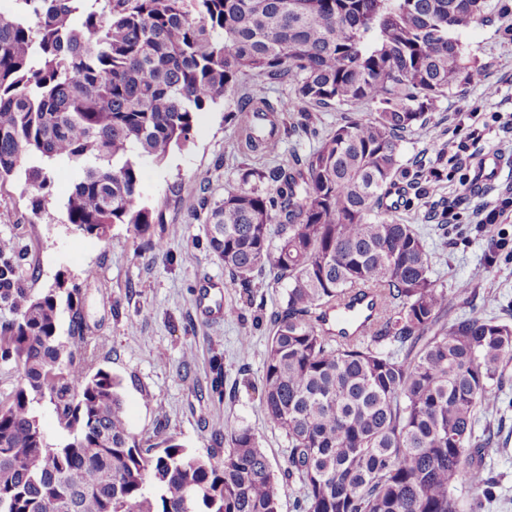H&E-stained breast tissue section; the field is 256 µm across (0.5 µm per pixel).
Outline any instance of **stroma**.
I'll use <instances>...</instances> for the list:
<instances>
[{
  "label": "stroma",
  "instance_id": "1",
  "mask_svg": "<svg viewBox=\"0 0 512 512\" xmlns=\"http://www.w3.org/2000/svg\"><path fill=\"white\" fill-rule=\"evenodd\" d=\"M486 15L485 22L458 35L477 62L473 80L437 98L426 125L401 143V162L409 169L432 159L437 146L451 147L443 177L423 184L422 197L413 198L401 217L421 229L433 277L447 290L455 317H493L512 306V262L472 281L486 243L473 235L464 242L456 239L458 229L477 224L481 212L512 194V133L503 130L512 120V0H487ZM490 86L498 90L491 99L484 94ZM260 87L275 103L293 94L287 80L249 71L240 75L231 100L244 102ZM461 98L467 99L468 111H456ZM373 110L357 102L282 113L279 156L262 161L241 150V132L225 124L223 105L198 114L185 147L163 165L143 167L144 198L162 213L149 231L166 241L168 250L161 255L149 251L126 224L113 225L105 240L73 230L64 207L74 179L67 165H49L52 196L39 211L23 191V177L0 185V239L19 240L24 250L20 287L36 294L60 281L65 289H77L95 354L92 366L121 379L129 428L138 440L157 443L172 435L189 452L203 453L223 447L229 422L258 433L274 475L287 467L288 442L267 427L255 387L263 373L269 318L284 305L288 283L263 275L255 303L242 317L202 318L196 309L200 282L226 277L223 262L209 248L204 221L227 191L241 187L246 169L306 155L337 124ZM489 154L505 157L506 163L494 182L475 186L476 167ZM442 208L449 222L444 232L429 216ZM244 336L250 339L245 357L240 354ZM215 355L224 358L220 400L209 393V361ZM483 461L501 476L489 512H512V443L485 449Z\"/></svg>",
  "mask_w": 512,
  "mask_h": 512
}]
</instances>
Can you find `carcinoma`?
Here are the masks:
<instances>
[{"label":"carcinoma","mask_w":512,"mask_h":512,"mask_svg":"<svg viewBox=\"0 0 512 512\" xmlns=\"http://www.w3.org/2000/svg\"><path fill=\"white\" fill-rule=\"evenodd\" d=\"M0 11V185L24 173L39 208L51 179L38 157L76 170L65 202L76 231L114 224L148 234L160 214L141 186L190 139L197 113L229 99L240 74L288 79L294 97L228 109L250 152L279 154L277 112L311 102L376 106L336 126L287 167L249 169L205 218L225 287L255 302L254 280L288 281L275 312L259 401L288 441L284 478L300 512H486L499 478L481 450L505 431L512 323L448 317L423 235L393 212L409 185L437 180L447 148L409 173L404 133L434 99L468 84L475 61L454 34L483 20L486 0H15ZM278 242H273L272 226ZM479 278L512 260V237L486 239ZM14 243L0 248V360L19 380L0 400V512H279L281 487L255 431L227 426L228 450L189 452L173 436L143 446L128 428L120 381L89 373L84 316L57 289L34 296ZM370 293L373 330L334 329L327 311ZM224 396V361L210 362ZM48 401L64 436L47 442L33 405ZM499 415L476 433L478 413ZM466 491L461 499L455 491Z\"/></svg>","instance_id":"cac0c4a2"}]
</instances>
